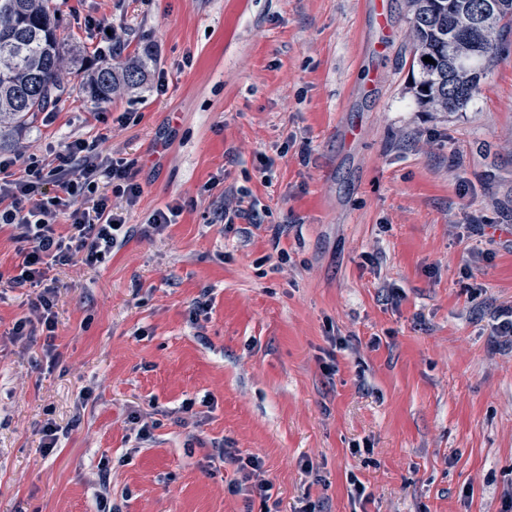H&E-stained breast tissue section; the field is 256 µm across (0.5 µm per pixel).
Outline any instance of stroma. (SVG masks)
Masks as SVG:
<instances>
[{"mask_svg": "<svg viewBox=\"0 0 512 512\" xmlns=\"http://www.w3.org/2000/svg\"><path fill=\"white\" fill-rule=\"evenodd\" d=\"M54 2L77 48L70 88L15 145L104 137L142 192L130 241L50 270L57 361L42 334L9 341L33 290L0 297V512H96L104 466L122 512H506L512 346L493 324L512 306V49L466 110L430 112L410 91L406 0L381 16L365 0ZM146 48L144 88L80 92ZM241 187L267 208L261 229L218 219ZM174 203L175 224L147 234ZM152 407L134 449L129 418ZM216 443L262 459L269 501L230 491Z\"/></svg>", "mask_w": 512, "mask_h": 512, "instance_id": "1", "label": "stroma"}]
</instances>
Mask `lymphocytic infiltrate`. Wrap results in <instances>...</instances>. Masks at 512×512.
<instances>
[{
  "instance_id": "f902f5d3",
  "label": "lymphocytic infiltrate",
  "mask_w": 512,
  "mask_h": 512,
  "mask_svg": "<svg viewBox=\"0 0 512 512\" xmlns=\"http://www.w3.org/2000/svg\"><path fill=\"white\" fill-rule=\"evenodd\" d=\"M101 144L98 138H77L64 151L32 154L21 164L12 157L0 158V224L11 227L21 257L8 285L38 291L27 315L9 333L11 343L20 348H28L40 330L46 353H57L56 291L47 282L49 270L78 261L100 262L134 233L126 209L135 204L141 187L124 163L104 156ZM104 183L111 185V195L100 193ZM52 184L63 189V196L50 194ZM116 196L125 199L126 208L113 206ZM214 454L235 465L251 492L269 497L273 484L258 457H244L220 445Z\"/></svg>"
}]
</instances>
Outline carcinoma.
<instances>
[{
	"label": "carcinoma",
	"mask_w": 512,
	"mask_h": 512,
	"mask_svg": "<svg viewBox=\"0 0 512 512\" xmlns=\"http://www.w3.org/2000/svg\"><path fill=\"white\" fill-rule=\"evenodd\" d=\"M489 1L495 8L486 26L472 27ZM407 7L417 100L435 112L464 111L505 50L512 0H407ZM59 28L53 0H0V149L65 92L71 62ZM425 56L434 63L424 62ZM150 60L146 50L119 67L104 61L87 74L83 90L99 104L138 89L147 81Z\"/></svg>",
	"instance_id": "cac0c4a2"
}]
</instances>
